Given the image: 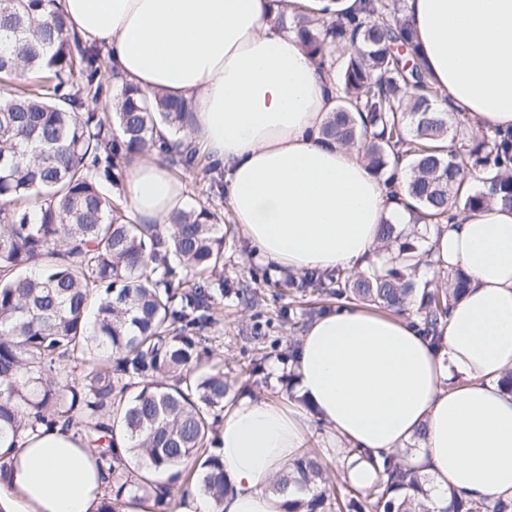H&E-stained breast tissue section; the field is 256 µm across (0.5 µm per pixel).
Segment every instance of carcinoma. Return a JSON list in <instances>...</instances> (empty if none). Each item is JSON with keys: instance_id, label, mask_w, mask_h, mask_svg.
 I'll list each match as a JSON object with an SVG mask.
<instances>
[{"instance_id": "carcinoma-1", "label": "carcinoma", "mask_w": 512, "mask_h": 512, "mask_svg": "<svg viewBox=\"0 0 512 512\" xmlns=\"http://www.w3.org/2000/svg\"><path fill=\"white\" fill-rule=\"evenodd\" d=\"M275 22L336 72L341 94L323 137L358 148L377 176L406 163L415 223L435 227L495 200L512 207V132L457 144L461 123L430 82L401 0H366L330 20L281 7ZM333 45L351 52L336 57ZM102 65L101 47L67 29L57 0H0V444L54 425L80 435L107 465L99 512H122L133 491L165 505L195 485L221 504L232 488L215 429L232 389L224 369L202 364L215 295L231 291L216 277L224 225L202 205L174 212L167 228L141 224L105 193L152 151L168 166L202 164L196 147L175 151L158 135L186 134L192 101L116 73L111 91ZM31 70L40 79L26 84ZM101 103L112 112L93 109ZM476 171L482 187L471 191ZM378 241L376 261L357 273L291 274L288 287L320 295L328 283L338 300L411 316L441 346L469 276L419 277L429 253L395 224L380 225ZM189 274L196 281L183 289ZM118 434L127 458L111 447ZM378 474L365 496L329 488L321 456L307 452L273 490H295L283 512H434L424 477L405 461L387 457ZM440 512H512V502L450 492Z\"/></svg>"}]
</instances>
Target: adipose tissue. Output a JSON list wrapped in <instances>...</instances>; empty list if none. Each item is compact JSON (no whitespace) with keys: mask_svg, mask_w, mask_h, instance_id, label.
I'll return each mask as SVG.
<instances>
[{"mask_svg":"<svg viewBox=\"0 0 512 512\" xmlns=\"http://www.w3.org/2000/svg\"><path fill=\"white\" fill-rule=\"evenodd\" d=\"M71 32L102 46L143 90L192 97L190 138L224 169L228 205L267 262L356 271L374 259L379 224L405 223L402 177L379 181L356 150L325 141L335 78L318 69L271 0H61ZM431 83L474 126L512 131V0H405ZM130 207L161 224L183 185L154 155L126 172ZM436 268L471 279L442 347L409 319L348 305L315 319L292 370L307 404L242 398L217 446L232 487L222 505L186 496L175 512H282L277 476L306 446L315 413L346 451L343 480L370 487L372 464L404 455L432 500L512 498V207L459 214L429 242ZM4 462L0 512H97L105 472L79 435L20 439Z\"/></svg>","mask_w":512,"mask_h":512,"instance_id":"adipose-tissue-1","label":"adipose tissue"}]
</instances>
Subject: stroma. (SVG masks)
I'll use <instances>...</instances> for the list:
<instances>
[{"instance_id":"1","label":"stroma","mask_w":512,"mask_h":512,"mask_svg":"<svg viewBox=\"0 0 512 512\" xmlns=\"http://www.w3.org/2000/svg\"><path fill=\"white\" fill-rule=\"evenodd\" d=\"M177 176L184 183L186 206L204 205L216 211L224 224V267L220 271L225 283L246 284L253 292L257 304L250 307L235 295L221 301L218 322L211 329L213 359L223 364L226 373L235 377L239 394L255 399L276 400L285 405L300 404L297 389L288 388L289 364L284 351L289 342L299 341L311 322L307 311L316 306L317 299L307 296L296 300L291 296L284 280L288 267L264 263L257 256L236 224L225 195L212 188L208 176L195 169H177ZM293 313L292 320L282 318V311ZM262 333L265 345H258L254 335ZM261 358L268 378L266 387H250L241 366L254 358Z\"/></svg>"}]
</instances>
